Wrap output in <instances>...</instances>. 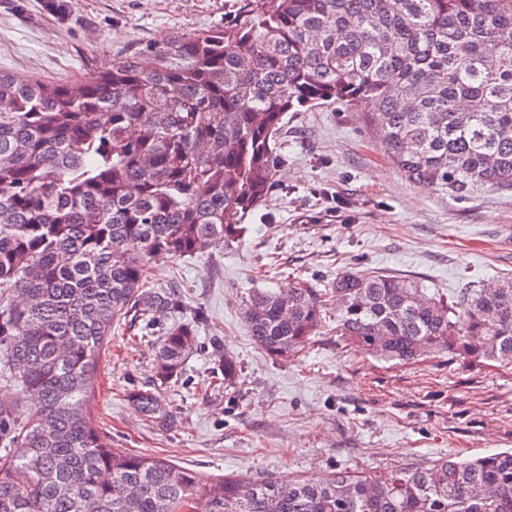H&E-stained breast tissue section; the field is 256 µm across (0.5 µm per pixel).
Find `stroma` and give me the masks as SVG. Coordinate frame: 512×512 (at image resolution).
<instances>
[{
    "instance_id": "stroma-1",
    "label": "stroma",
    "mask_w": 512,
    "mask_h": 512,
    "mask_svg": "<svg viewBox=\"0 0 512 512\" xmlns=\"http://www.w3.org/2000/svg\"><path fill=\"white\" fill-rule=\"evenodd\" d=\"M244 8V0H0V70L87 81L102 58L233 24ZM365 110L289 113L279 188L247 216L245 237L154 259L160 281L181 283L186 316L204 314L198 348L158 391L178 417L163 430L128 399L152 380L159 339L113 327L93 410L114 448L168 457L211 481L362 474L512 449V364L374 359L337 335L332 304L308 348L288 360L247 331L242 301L255 288L301 280L324 289L352 270L396 274L450 298L512 276V195L460 200L406 182L367 130ZM218 345L239 375L216 387Z\"/></svg>"
}]
</instances>
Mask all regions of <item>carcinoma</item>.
<instances>
[{
	"mask_svg": "<svg viewBox=\"0 0 512 512\" xmlns=\"http://www.w3.org/2000/svg\"><path fill=\"white\" fill-rule=\"evenodd\" d=\"M240 20L105 59L91 82L0 71V512H512V451L283 483L203 484L153 454L121 453L94 421L112 327L159 332L152 384L128 394L176 425L156 388L197 347L156 283L158 253L238 241L276 190L288 113L364 101L368 127L410 182L457 199L512 193V0H248ZM336 332L410 362L444 353L512 364V277L430 297L385 273L336 276ZM324 293L258 288L253 342L286 359L311 343ZM225 384L237 365L218 359Z\"/></svg>",
	"mask_w": 512,
	"mask_h": 512,
	"instance_id": "cac0c4a2",
	"label": "carcinoma"
}]
</instances>
